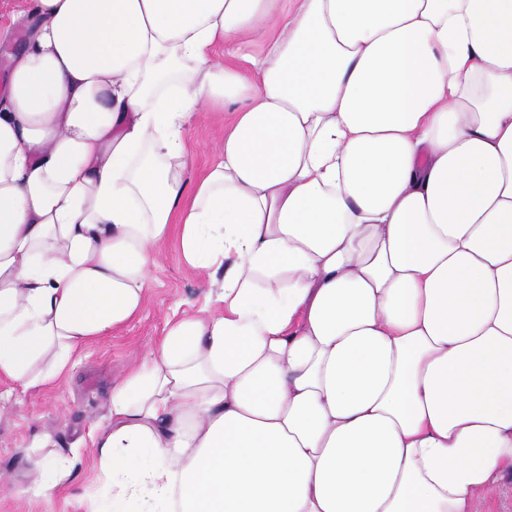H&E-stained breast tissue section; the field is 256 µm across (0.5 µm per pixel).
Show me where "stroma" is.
I'll return each mask as SVG.
<instances>
[{
    "instance_id": "obj_1",
    "label": "stroma",
    "mask_w": 512,
    "mask_h": 512,
    "mask_svg": "<svg viewBox=\"0 0 512 512\" xmlns=\"http://www.w3.org/2000/svg\"><path fill=\"white\" fill-rule=\"evenodd\" d=\"M223 139L224 123L218 117H203L189 127L188 179L204 173ZM203 291L202 275L183 262L177 240L169 239L162 265L147 283L145 310L78 353L71 377L27 390L0 379V392L7 396L0 406V512H94L103 480L89 432L108 415L107 395L140 355L159 344L168 318L202 307ZM46 430L58 447L79 451L68 485L49 494L33 484L25 454L34 437Z\"/></svg>"
}]
</instances>
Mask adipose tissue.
Wrapping results in <instances>:
<instances>
[{
    "label": "adipose tissue",
    "mask_w": 512,
    "mask_h": 512,
    "mask_svg": "<svg viewBox=\"0 0 512 512\" xmlns=\"http://www.w3.org/2000/svg\"><path fill=\"white\" fill-rule=\"evenodd\" d=\"M24 2L0 378L68 376L169 238L208 286L89 433L111 512H485L512 475V0ZM229 102L187 180V126Z\"/></svg>",
    "instance_id": "ef3b65f1"
}]
</instances>
